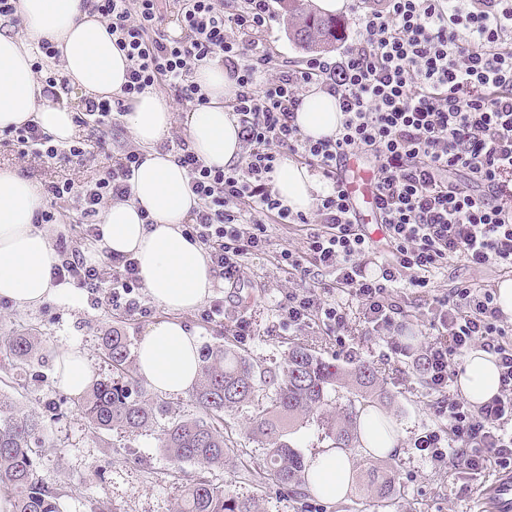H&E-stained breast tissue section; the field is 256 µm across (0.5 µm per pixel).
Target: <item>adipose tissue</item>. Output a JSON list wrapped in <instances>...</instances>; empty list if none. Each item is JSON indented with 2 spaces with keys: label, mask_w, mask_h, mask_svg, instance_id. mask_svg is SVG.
I'll return each mask as SVG.
<instances>
[{
  "label": "adipose tissue",
  "mask_w": 512,
  "mask_h": 512,
  "mask_svg": "<svg viewBox=\"0 0 512 512\" xmlns=\"http://www.w3.org/2000/svg\"><path fill=\"white\" fill-rule=\"evenodd\" d=\"M81 3L19 0L24 34L15 33L8 24L0 28V130L34 121L54 140L67 142L74 136V110L46 97L33 70L29 48L33 40L44 37L57 44L65 75L86 95L98 98L120 92L128 66L125 54L105 24L88 16ZM194 79L208 101L186 114L189 144L207 165L236 163L242 142L238 119L228 106L232 83L222 67L211 63L196 66ZM341 117L335 98L314 86L304 97L297 123L305 135L318 139L333 134ZM124 120L144 161L131 179L129 198L101 212V243L112 256L135 258L149 296L173 313L147 328L136 361L151 389L176 396L194 386L201 365L198 338L176 315L209 297L214 278L203 249L183 231L196 205L186 172L159 148L174 123L168 101L154 90H145ZM273 184L282 203L295 212L309 211L323 191L305 167L288 158L277 166ZM40 206L35 183L17 170L0 169V300L22 308L39 306L66 291L51 275L60 256L36 226ZM55 371L59 384L74 395L81 394L94 375L90 361L74 347L56 354ZM458 385L474 405L496 395L500 377L494 355L480 348L470 351ZM350 467L347 456L333 448L312 456L306 466L312 492L335 500Z\"/></svg>",
  "instance_id": "ef3b65f1"
}]
</instances>
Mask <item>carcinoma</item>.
<instances>
[{"label":"carcinoma","instance_id":"1","mask_svg":"<svg viewBox=\"0 0 512 512\" xmlns=\"http://www.w3.org/2000/svg\"><path fill=\"white\" fill-rule=\"evenodd\" d=\"M293 20L291 35L310 49L336 42L339 21L303 7L302 0H283ZM36 336L20 333L0 341V351L23 363L36 351ZM105 354L112 377L98 381L77 407L96 428L136 432L153 426L172 413L169 403L143 396L132 368L128 338L119 331L105 337ZM385 395L379 371L362 362L354 368L325 361L302 343H291L283 363L263 368L228 347L209 348L202 354L199 379L191 401L203 412L199 417L175 415L163 427L160 442L174 462L194 461L205 467L222 465L243 454L225 434L224 413L252 408L250 432L262 445L264 458L254 471L260 486L273 485L295 500L304 498L303 455L286 439L288 430L314 416L321 441L340 450L364 447L391 437L388 416L371 413L367 403ZM40 417L17 407L0 394V493L13 502L12 512H59L58 493L36 474L42 451ZM365 496L377 503V512H392L401 495L395 478L383 463L367 462ZM176 512H259L255 498L239 497L199 477L191 480Z\"/></svg>","mask_w":512,"mask_h":512}]
</instances>
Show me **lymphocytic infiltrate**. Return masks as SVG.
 I'll return each mask as SVG.
<instances>
[{"mask_svg": "<svg viewBox=\"0 0 512 512\" xmlns=\"http://www.w3.org/2000/svg\"><path fill=\"white\" fill-rule=\"evenodd\" d=\"M161 0H83L107 24L129 62L120 94L86 99L76 125L111 126L146 89L167 88L179 104L195 107L206 95L193 79L196 66L225 67L234 84L231 108L247 150L235 165L207 166L187 138L175 162L198 198L185 235L205 250L215 274L230 287L243 279L247 260L270 245L269 224L306 228L304 250L275 257L288 274L311 270L331 276L326 286L286 293L278 303L284 325L301 331L311 321L344 333L358 307L370 333L395 355L421 363L436 395L447 435L432 432L419 448L431 462L477 476L494 465L512 468V328L492 287L461 282L433 300L434 335L411 348L392 302L396 283L426 292L432 274L460 263L495 264L512 272V0H388L385 10L362 11L354 0L355 32L333 58L316 56L303 67L276 63L257 39L271 16L270 0H176L183 37L158 25ZM320 85L343 114L336 133L305 136L296 112L303 86ZM19 157L46 162L82 158L83 142L55 143L38 124L5 131ZM321 174L327 192L313 216L292 213L277 197L273 174L285 155ZM374 162L378 209L387 252H379L337 172L344 159ZM143 161L130 150L104 164L90 185L54 182L48 194L72 201L82 235L99 240L103 204L130 194ZM52 269L58 284L88 290L95 303L129 313L141 308L136 261L113 258L110 267L60 247ZM479 345L495 355L500 390L480 406L455 398L449 383L464 352Z\"/></svg>", "mask_w": 512, "mask_h": 512, "instance_id": "lymphocytic-infiltrate-1", "label": "lymphocytic infiltrate"}]
</instances>
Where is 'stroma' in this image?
Returning <instances> with one entry per match:
<instances>
[{
  "label": "stroma",
  "mask_w": 512,
  "mask_h": 512,
  "mask_svg": "<svg viewBox=\"0 0 512 512\" xmlns=\"http://www.w3.org/2000/svg\"><path fill=\"white\" fill-rule=\"evenodd\" d=\"M271 10L272 19L260 32V40L276 59L301 64L310 52L289 38L288 16L281 0H272ZM76 135L90 143L83 161L23 162L13 145L0 142V166L17 168L42 188L65 179L86 185L97 177L105 154L116 156L135 144L121 118L101 131L78 128ZM303 238L297 227H273L268 253L249 259L240 287L228 288L222 281H215L211 295L200 308L181 313L182 323L196 332L202 348L227 345L265 366L283 359L289 341L296 337L282 324L277 302L290 289L309 287L314 278L279 270L274 254L285 246L302 247ZM503 278L493 264L479 269L457 264L433 274L431 292L445 296L461 281L495 286ZM393 299L402 310L400 319L406 336L417 345L427 341L432 329L424 311V297L400 289ZM141 305V311L131 315L100 308L87 292L75 287L69 297L35 308L19 309L0 300V338L28 330L40 339L35 355L24 363L0 353V393L41 416L45 447L37 459V472L45 483L58 489L60 512H174L187 483L199 476L223 486L228 493L258 497L260 512H366L365 498L355 490L340 503L314 494L300 502L279 496L273 488L255 485L236 460L209 469L193 462H170L160 447L162 427L158 424L133 434L120 429H94L78 410L76 396L59 386L54 375V353L68 346L79 347L98 377L111 375L103 337L117 328L134 344L151 324L171 316L149 295H142ZM213 306L249 319L251 335L237 336L223 323L206 319L204 310ZM296 339L327 361L351 366L366 360L378 367L390 397L384 411L393 419L396 432V446L387 464L403 490V512H477L476 487L502 478V470L494 468L474 477L436 465L421 455L418 440L440 427L435 398L411 365L391 355L377 337L368 335L359 310H351L345 337L314 323Z\"/></svg>",
  "instance_id": "stroma-1"
}]
</instances>
